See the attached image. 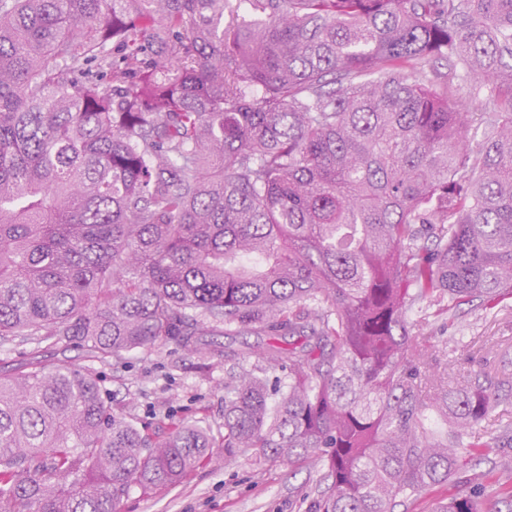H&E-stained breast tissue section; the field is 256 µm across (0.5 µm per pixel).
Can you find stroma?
<instances>
[{
    "label": "stroma",
    "mask_w": 512,
    "mask_h": 512,
    "mask_svg": "<svg viewBox=\"0 0 512 512\" xmlns=\"http://www.w3.org/2000/svg\"><path fill=\"white\" fill-rule=\"evenodd\" d=\"M425 332L433 357L448 366L450 386L464 385L480 357L498 365L512 364L510 299L492 309L476 301L431 313ZM58 364L90 370L109 401L125 407L137 427H148L155 435L166 433L170 415L207 425L216 433L224 430L223 360L191 354L170 342L102 363L64 341L39 336L0 339L1 375ZM511 464L512 448L486 449L479 465L465 466L459 483L432 487L421 497L405 501L398 512H433L448 495L467 496L479 489L491 512H504V498L493 483L481 488L475 478ZM323 487L319 468L259 469L241 458L200 468L182 482L159 490L132 486L120 512H301L302 499L316 497Z\"/></svg>",
    "instance_id": "1"
}]
</instances>
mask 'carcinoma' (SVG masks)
<instances>
[{
    "instance_id": "cac0c4a2",
    "label": "carcinoma",
    "mask_w": 512,
    "mask_h": 512,
    "mask_svg": "<svg viewBox=\"0 0 512 512\" xmlns=\"http://www.w3.org/2000/svg\"><path fill=\"white\" fill-rule=\"evenodd\" d=\"M248 2L0 0V336L268 337L225 354L218 436L154 437L88 371L0 375V512H120L215 448L315 461L306 512H394L512 447L481 429L512 374L448 387L412 318L512 298V0Z\"/></svg>"
}]
</instances>
